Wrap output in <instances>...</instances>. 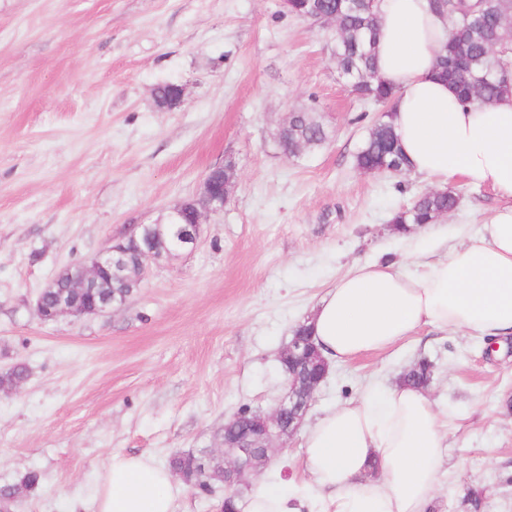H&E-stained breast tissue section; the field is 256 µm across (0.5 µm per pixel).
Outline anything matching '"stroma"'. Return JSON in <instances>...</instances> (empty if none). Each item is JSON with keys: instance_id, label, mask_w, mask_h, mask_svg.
Here are the masks:
<instances>
[{"instance_id": "1", "label": "stroma", "mask_w": 512, "mask_h": 512, "mask_svg": "<svg viewBox=\"0 0 512 512\" xmlns=\"http://www.w3.org/2000/svg\"><path fill=\"white\" fill-rule=\"evenodd\" d=\"M165 82L185 86L179 107H157ZM300 110L328 139L288 157L277 131ZM379 115L341 76L329 27L284 0H0V374L28 373L0 392V486L42 475L13 512H95L116 453L163 466L220 448L226 418L282 396L279 354L338 278L382 255L421 270L428 255L389 220L436 182L357 168ZM228 157L237 184L194 248L111 313L38 320L65 266L196 198ZM451 186L453 246L497 200ZM423 357L446 435L431 512H512V336L427 328L336 363L306 423Z\"/></svg>"}]
</instances>
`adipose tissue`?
<instances>
[{
    "mask_svg": "<svg viewBox=\"0 0 512 512\" xmlns=\"http://www.w3.org/2000/svg\"><path fill=\"white\" fill-rule=\"evenodd\" d=\"M376 70L397 94L391 122L412 173L439 189L462 176L497 206L478 231L424 271L388 256L354 265L305 324L329 363L386 350L431 326L490 339L512 335V90L489 104L460 103L436 74L448 21L428 0H376ZM444 434L424 390L373 386L326 411L303 436L305 481L268 473L244 512H428ZM97 512H174L168 471L148 456L116 453Z\"/></svg>",
    "mask_w": 512,
    "mask_h": 512,
    "instance_id": "1",
    "label": "adipose tissue"
}]
</instances>
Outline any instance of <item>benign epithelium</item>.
<instances>
[{"instance_id": "obj_1", "label": "benign epithelium", "mask_w": 512, "mask_h": 512, "mask_svg": "<svg viewBox=\"0 0 512 512\" xmlns=\"http://www.w3.org/2000/svg\"><path fill=\"white\" fill-rule=\"evenodd\" d=\"M236 169V162L228 159L214 166L203 180L201 193L194 200L173 208L169 213V246L159 250L152 235L151 225L141 224L124 240L107 247L99 255L75 262L81 268L82 277L67 282L55 277L49 285L52 288H66L52 307L45 305L43 294L36 299V315L44 323L54 322L64 315L73 318L98 316L112 312L120 303L101 296L99 289L106 283L129 277L124 261L127 247H135L141 254L137 279L145 278L148 266L179 250L194 247L200 235L206 214L224 211V204L235 186V181L224 180V170ZM283 361H301L304 371H291L285 376L286 392L269 413L239 411L234 419L253 423L256 434L234 443L224 442L220 454L210 458L221 462L219 475L228 494H238L249 486V477L265 469L273 460L276 449L286 447L288 441L301 429L308 408L317 390L328 376L330 366L313 341L297 338L288 342L280 352Z\"/></svg>"}]
</instances>
